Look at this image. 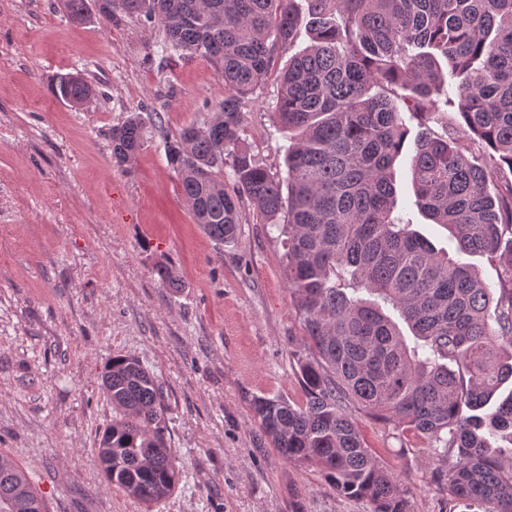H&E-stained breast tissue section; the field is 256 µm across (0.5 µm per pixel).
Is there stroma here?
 <instances>
[{
  "label": "stroma",
  "instance_id": "stroma-1",
  "mask_svg": "<svg viewBox=\"0 0 512 512\" xmlns=\"http://www.w3.org/2000/svg\"><path fill=\"white\" fill-rule=\"evenodd\" d=\"M162 37L139 20H74L62 0H0V454L48 512H292L297 489L304 512H368L318 468L289 463L252 419L255 397L306 400L284 247L246 200L233 242L195 224L165 143L209 120L224 85L206 59H160ZM292 52L276 53L239 114L246 146L274 173L288 133L273 106ZM75 71L94 90L77 107L50 90ZM133 112L148 117L144 145L119 167L110 130ZM395 169L397 215L454 251L414 204L409 156ZM161 260L180 288L159 280ZM118 354L157 375L186 474L150 507L108 485L96 454L112 419L102 376ZM349 412L411 489V512H448V466L428 440Z\"/></svg>",
  "mask_w": 512,
  "mask_h": 512
}]
</instances>
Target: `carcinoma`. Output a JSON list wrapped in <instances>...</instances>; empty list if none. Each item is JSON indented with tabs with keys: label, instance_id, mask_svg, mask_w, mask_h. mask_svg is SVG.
<instances>
[{
	"label": "carcinoma",
	"instance_id": "cac0c4a2",
	"mask_svg": "<svg viewBox=\"0 0 512 512\" xmlns=\"http://www.w3.org/2000/svg\"><path fill=\"white\" fill-rule=\"evenodd\" d=\"M63 0L163 30L158 54L209 60L224 82L214 118L166 143L195 223L217 243L235 239L239 200L283 237L284 276L303 330L292 351L306 402L256 397L252 417L295 465L317 467L339 495L369 512H410V490L379 460L346 411L355 402L384 425L428 439L448 462L455 505L512 512V0ZM310 44L285 70L273 116L292 133L286 177L262 166L241 136L243 100L275 53L301 29ZM450 67L447 80L441 61ZM403 93H398V90ZM78 105L92 88L77 74L51 82ZM462 123L432 128L444 107ZM415 119V205L448 230L456 255L435 249L395 215L394 164ZM145 122L112 127V159L134 161ZM233 190L224 188V165ZM500 270L497 288L461 256ZM155 271L181 287L172 267ZM353 292H348V287ZM366 292L363 298L359 293ZM415 336L409 345L385 312ZM115 415L97 454L107 482L143 504L183 478L162 387L131 357L104 376ZM0 512H47L27 472L0 462Z\"/></svg>",
	"mask_w": 512,
	"mask_h": 512
}]
</instances>
